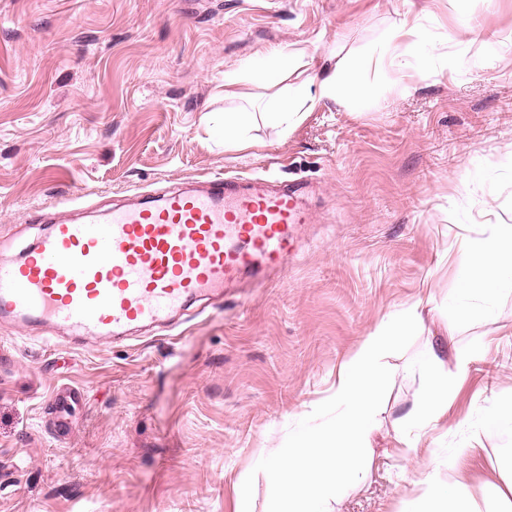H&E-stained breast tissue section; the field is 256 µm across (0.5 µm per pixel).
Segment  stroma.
<instances>
[{
	"instance_id": "35a3bbf8",
	"label": "stroma",
	"mask_w": 512,
	"mask_h": 512,
	"mask_svg": "<svg viewBox=\"0 0 512 512\" xmlns=\"http://www.w3.org/2000/svg\"><path fill=\"white\" fill-rule=\"evenodd\" d=\"M437 49L361 70L365 106L318 105L288 137L257 124L225 146L226 71L279 51L314 63L377 55L403 13ZM512 0H0V260L51 224L87 220L142 195L230 172L302 180L310 223L285 276L191 307L180 325L73 348L59 328L0 330V512H234L258 449L330 399L338 364L400 306L435 309L392 372L385 421L410 406L413 372L442 325L480 347L433 431L466 444L457 465L483 501L512 432L483 417L512 397V297L489 320L458 322L449 250L512 224ZM408 86L391 91L394 80ZM83 389L63 441L50 397ZM414 455L379 439L341 512H410Z\"/></svg>"
}]
</instances>
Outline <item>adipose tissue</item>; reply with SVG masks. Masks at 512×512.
<instances>
[{"mask_svg": "<svg viewBox=\"0 0 512 512\" xmlns=\"http://www.w3.org/2000/svg\"><path fill=\"white\" fill-rule=\"evenodd\" d=\"M303 59L302 54H281L275 60L255 59L245 68L224 75V96L250 101L251 87L280 83L288 69ZM318 90L310 92L306 84L289 87L272 96L262 115L243 109L224 115V141L240 148L250 143L248 132L256 119L288 136L305 112L324 101L354 98L356 78L352 69L337 64L322 68ZM456 269L453 298L462 318H489L495 315L501 299L512 296V224H495L489 234L465 241L454 254ZM477 349H462L454 341L442 338L431 344L418 365L421 384L410 408L392 421V439L397 447L421 452L418 482L424 492L414 503L413 512H477L476 505L458 477L455 462L464 448L440 450L424 441L427 431L436 429L445 419L454 401L458 385L469 365L477 358Z\"/></svg>", "mask_w": 512, "mask_h": 512, "instance_id": "adipose-tissue-1", "label": "adipose tissue"}]
</instances>
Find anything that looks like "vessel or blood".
I'll use <instances>...</instances> for the list:
<instances>
[{"instance_id":"1","label":"vessel or blood","mask_w":512,"mask_h":512,"mask_svg":"<svg viewBox=\"0 0 512 512\" xmlns=\"http://www.w3.org/2000/svg\"><path fill=\"white\" fill-rule=\"evenodd\" d=\"M307 184L216 176L116 207L102 223L65 219L17 262H0V322H52L71 344L169 323L197 300L284 275Z\"/></svg>"}]
</instances>
